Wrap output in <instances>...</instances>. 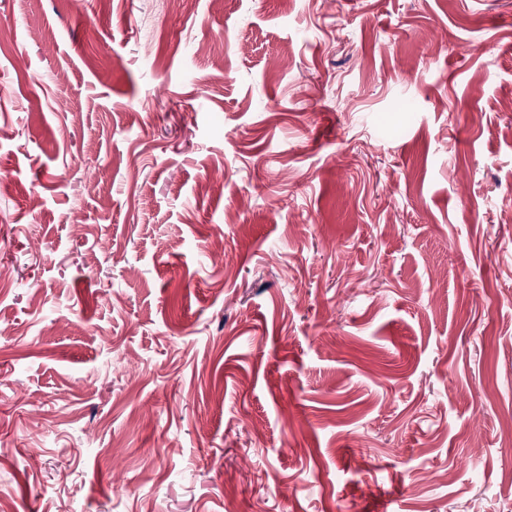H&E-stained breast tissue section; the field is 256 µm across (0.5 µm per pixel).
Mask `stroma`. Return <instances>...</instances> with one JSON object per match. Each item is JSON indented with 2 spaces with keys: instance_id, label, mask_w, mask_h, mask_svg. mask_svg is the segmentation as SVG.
<instances>
[{
  "instance_id": "obj_1",
  "label": "stroma",
  "mask_w": 512,
  "mask_h": 512,
  "mask_svg": "<svg viewBox=\"0 0 512 512\" xmlns=\"http://www.w3.org/2000/svg\"><path fill=\"white\" fill-rule=\"evenodd\" d=\"M510 206L512 0H0V512H512Z\"/></svg>"
}]
</instances>
